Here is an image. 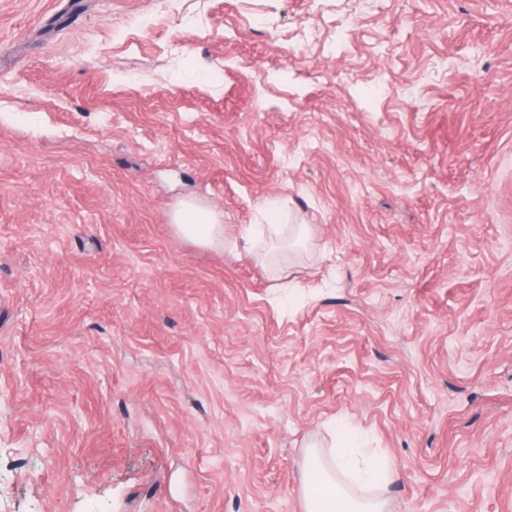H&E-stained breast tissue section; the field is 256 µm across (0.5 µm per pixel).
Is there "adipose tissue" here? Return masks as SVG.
I'll return each mask as SVG.
<instances>
[{
	"mask_svg": "<svg viewBox=\"0 0 512 512\" xmlns=\"http://www.w3.org/2000/svg\"><path fill=\"white\" fill-rule=\"evenodd\" d=\"M174 221L179 229L203 244L224 236L223 225L204 206L189 202ZM386 459L367 454L345 434H338L329 461L310 457L305 466L303 494L305 512H386L380 493L393 481Z\"/></svg>",
	"mask_w": 512,
	"mask_h": 512,
	"instance_id": "ef3b65f1",
	"label": "adipose tissue"
}]
</instances>
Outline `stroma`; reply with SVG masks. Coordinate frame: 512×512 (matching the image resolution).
Wrapping results in <instances>:
<instances>
[{"label": "stroma", "instance_id": "obj_1", "mask_svg": "<svg viewBox=\"0 0 512 512\" xmlns=\"http://www.w3.org/2000/svg\"><path fill=\"white\" fill-rule=\"evenodd\" d=\"M341 420L512 512V0H0V512H304ZM178 228L203 244H212L221 238L224 241V226L216 224L215 215L204 206L188 202L174 216Z\"/></svg>", "mask_w": 512, "mask_h": 512}]
</instances>
